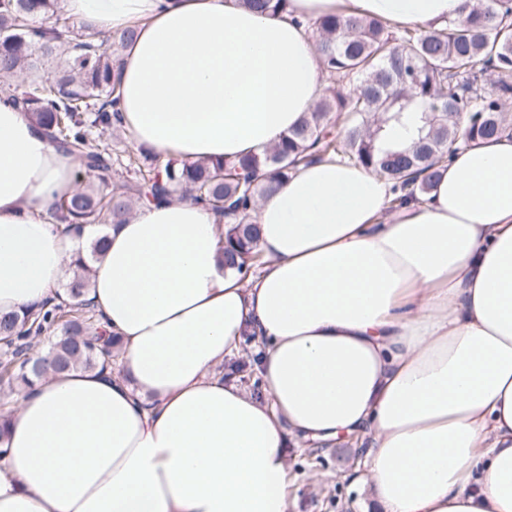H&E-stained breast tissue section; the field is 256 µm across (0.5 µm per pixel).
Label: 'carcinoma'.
Returning <instances> with one entry per match:
<instances>
[{
    "instance_id": "cac0c4a2",
    "label": "carcinoma",
    "mask_w": 512,
    "mask_h": 512,
    "mask_svg": "<svg viewBox=\"0 0 512 512\" xmlns=\"http://www.w3.org/2000/svg\"><path fill=\"white\" fill-rule=\"evenodd\" d=\"M289 0H243L249 7L283 14ZM464 18L425 34L395 29L369 17L327 16L307 23L319 35L325 72L353 87H332L299 125L269 148L263 158L180 165L138 152L132 173L117 190L109 184L118 169L112 147L93 129L107 133L119 125L118 84L112 58L133 40L135 30L77 32L59 0H0V78L29 72L20 93L5 91L46 138L75 157L92 185L56 204L55 220L67 229L107 214L121 216L147 201L184 190L217 214L235 217L225 233L224 260L245 274L260 260L256 225L249 207L276 192L296 168L314 158L343 156L393 183V208L432 190L453 153L484 140L512 137V0H465ZM42 53L68 54L67 68L44 78L34 72L32 46ZM487 72L498 76L497 91L474 86ZM410 126V146L383 144L389 127ZM89 265L81 262L67 285L72 301L45 302L23 314L0 316V391L31 387L49 372L112 367L114 338L86 299ZM60 331L51 361L26 358L35 340Z\"/></svg>"
}]
</instances>
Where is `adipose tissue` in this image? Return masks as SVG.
<instances>
[{"mask_svg": "<svg viewBox=\"0 0 512 512\" xmlns=\"http://www.w3.org/2000/svg\"><path fill=\"white\" fill-rule=\"evenodd\" d=\"M463 0H62L136 28L114 59L136 148L179 163L263 154L325 87L308 20L431 30ZM78 164L0 102V313L54 297L83 249L53 204ZM334 160L250 212L261 263H224L221 218L189 197L110 218L88 296L114 369L16 391L0 512H290L288 452L360 438L373 512H512V139L457 151L427 199ZM252 358L265 397L224 365Z\"/></svg>", "mask_w": 512, "mask_h": 512, "instance_id": "adipose-tissue-1", "label": "adipose tissue"}]
</instances>
